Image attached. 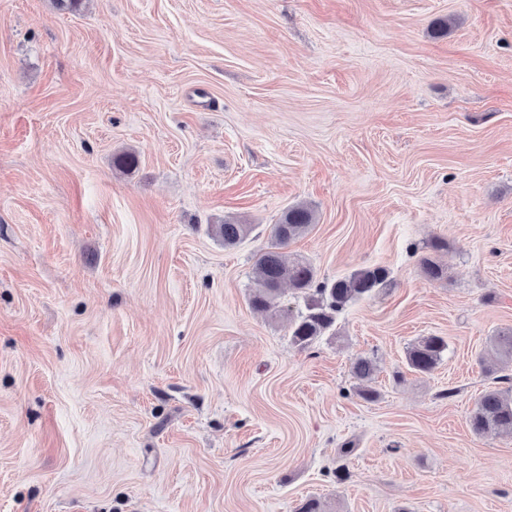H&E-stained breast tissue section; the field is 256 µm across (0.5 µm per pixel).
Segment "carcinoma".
Masks as SVG:
<instances>
[{"label": "carcinoma", "instance_id": "carcinoma-1", "mask_svg": "<svg viewBox=\"0 0 512 512\" xmlns=\"http://www.w3.org/2000/svg\"><path fill=\"white\" fill-rule=\"evenodd\" d=\"M314 223L312 210L305 206L288 208L280 223L273 225L271 244L257 254L254 263L256 291L250 304L260 312H276L279 308L280 287L286 283L295 295L306 300V313L289 324V336L301 349L311 347L336 321V315L348 305L370 296L389 281L388 271L369 266L334 280L320 281L314 267L302 258H289L282 249L303 236ZM251 232L249 224L226 222L216 226V234L224 246L233 247ZM423 277L429 281L443 278L444 268L435 259L425 257L420 263ZM496 352V362L488 368L497 385L486 390L469 416L472 432L512 435V329L504 330L490 340ZM448 342L441 336H426L407 351L408 366L429 374L440 363ZM376 372L370 358H359L352 364V374L369 381Z\"/></svg>", "mask_w": 512, "mask_h": 512}]
</instances>
